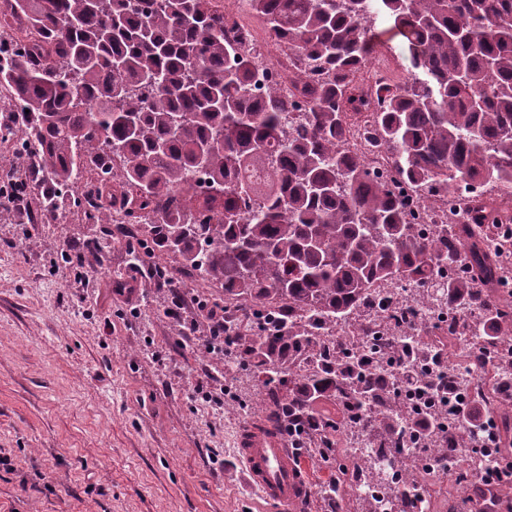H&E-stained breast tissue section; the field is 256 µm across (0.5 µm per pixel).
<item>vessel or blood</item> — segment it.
Segmentation results:
<instances>
[{"label": "vessel or blood", "mask_w": 512, "mask_h": 512, "mask_svg": "<svg viewBox=\"0 0 512 512\" xmlns=\"http://www.w3.org/2000/svg\"><path fill=\"white\" fill-rule=\"evenodd\" d=\"M238 450L245 485L272 505L275 512H295L299 503L309 498L311 489L276 427L262 421L243 427Z\"/></svg>", "instance_id": "vessel-or-blood-1"}]
</instances>
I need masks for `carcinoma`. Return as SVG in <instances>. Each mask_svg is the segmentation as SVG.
Instances as JSON below:
<instances>
[{
	"instance_id": "carcinoma-1",
	"label": "carcinoma",
	"mask_w": 512,
	"mask_h": 512,
	"mask_svg": "<svg viewBox=\"0 0 512 512\" xmlns=\"http://www.w3.org/2000/svg\"><path fill=\"white\" fill-rule=\"evenodd\" d=\"M271 42L294 55L293 91L255 97L252 49L225 37L215 0H13L38 35L0 61L28 158L46 171L45 209L90 224L140 212L161 248L276 318L233 336L241 363L285 410L321 400L365 413L361 440L399 448L414 418L366 359L322 353L323 335L380 283L437 287L435 301L479 319L483 336L512 317L491 294L508 254L487 245L494 194L512 188V0H249ZM401 37L409 77L383 88L372 140L416 190L479 182L468 223L418 234L364 156L347 148L362 106L350 77L374 47L376 21ZM103 137L91 134L93 126ZM95 171L98 197L74 194ZM469 275L436 282L445 266ZM313 361L312 367L301 364Z\"/></svg>"
}]
</instances>
